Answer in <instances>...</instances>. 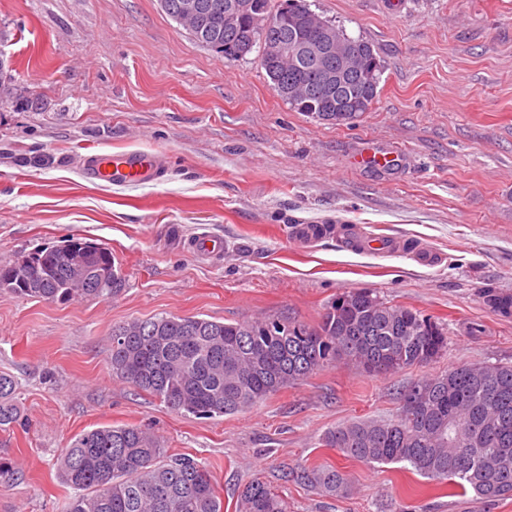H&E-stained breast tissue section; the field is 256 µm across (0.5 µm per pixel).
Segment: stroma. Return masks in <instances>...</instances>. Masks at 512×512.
Listing matches in <instances>:
<instances>
[{"mask_svg": "<svg viewBox=\"0 0 512 512\" xmlns=\"http://www.w3.org/2000/svg\"><path fill=\"white\" fill-rule=\"evenodd\" d=\"M369 40L382 91L352 125L291 110L248 54L198 45L158 0H0V264L67 237L108 247L117 294L48 302L0 291V373L16 382L20 425L0 429V512H59L72 488L61 448L83 431L135 425L201 462L236 512L244 485L276 487L288 512H512L437 489L397 464L322 446L355 419L387 420L407 382L463 363L512 364V317L484 290L512 294V0H307ZM392 153L360 164L366 149ZM156 151L166 175L135 186L80 174L89 151ZM297 224L328 232L301 242ZM353 227L395 251L348 245ZM206 232L222 251L197 254ZM363 288L438 322L432 361L369 375L336 362L252 408L210 420L113 378L114 326L153 316L236 323L283 316L317 325ZM332 467L348 493L295 483Z\"/></svg>", "mask_w": 512, "mask_h": 512, "instance_id": "1", "label": "stroma"}]
</instances>
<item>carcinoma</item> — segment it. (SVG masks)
I'll return each mask as SVG.
<instances>
[{
    "label": "carcinoma",
    "instance_id": "cac0c4a2",
    "mask_svg": "<svg viewBox=\"0 0 512 512\" xmlns=\"http://www.w3.org/2000/svg\"><path fill=\"white\" fill-rule=\"evenodd\" d=\"M197 43L234 60L236 40L224 34V0H195ZM270 0H253L243 29L254 45L267 39L253 26ZM288 4L280 30L305 34L303 19L314 15L306 0ZM382 65L360 81L343 79L341 100L351 125L380 94ZM281 79L303 86L309 67L281 70ZM292 110L320 121L332 113L312 90L288 101ZM123 274L112 252L69 237L0 265V290L49 302L95 298L115 292ZM430 327L409 335V324ZM444 328L404 306L389 305L365 289L347 291L343 307L331 303L315 327L284 317L221 323L195 316L132 319L112 329V376L147 392L168 407L202 419L235 414L303 381L315 371L346 360L368 374L428 362L447 346ZM15 381L0 374V427L19 423ZM427 390L423 411L402 406L387 421L352 420L322 437L325 446L369 464L406 463L437 487L470 488L494 501L512 497V365L462 364L410 382L406 400ZM57 470L74 490L60 512H224L207 469L187 454H169L158 438L134 425H109L80 433L62 450ZM297 482L335 496L347 491L334 468H304ZM238 512H288L286 500L269 484L253 480L241 490Z\"/></svg>",
    "mask_w": 512,
    "mask_h": 512
}]
</instances>
